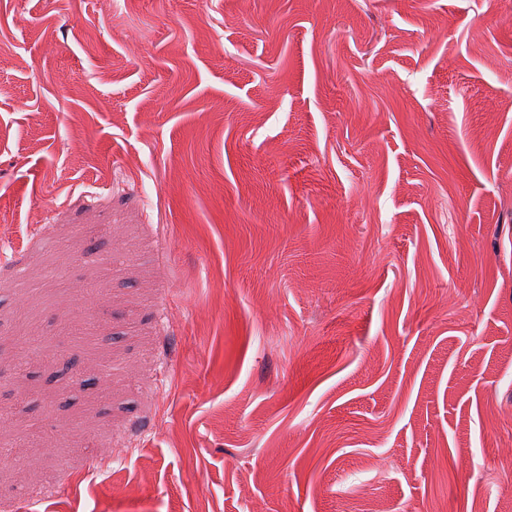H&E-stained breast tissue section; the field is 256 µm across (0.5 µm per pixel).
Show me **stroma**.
I'll return each mask as SVG.
<instances>
[{
	"instance_id": "obj_1",
	"label": "stroma",
	"mask_w": 512,
	"mask_h": 512,
	"mask_svg": "<svg viewBox=\"0 0 512 512\" xmlns=\"http://www.w3.org/2000/svg\"><path fill=\"white\" fill-rule=\"evenodd\" d=\"M0 84V512H512V0H0Z\"/></svg>"
}]
</instances>
